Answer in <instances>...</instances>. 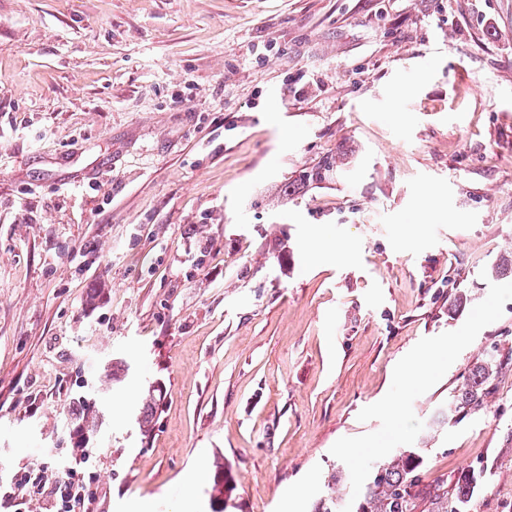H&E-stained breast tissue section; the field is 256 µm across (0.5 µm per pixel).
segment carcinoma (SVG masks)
<instances>
[{
    "mask_svg": "<svg viewBox=\"0 0 512 512\" xmlns=\"http://www.w3.org/2000/svg\"><path fill=\"white\" fill-rule=\"evenodd\" d=\"M340 167L335 158L326 157L303 170L298 179L286 183L283 195L291 196L304 185L326 182ZM507 372H512V346L493 343L485 348L462 375L461 384L451 389L447 409L434 416L433 424H457L486 411L488 402L496 395L500 379ZM163 394L162 387L154 386L145 397L137 425L146 439L154 432L157 402ZM96 423L97 411L85 404L76 433L90 434ZM427 472L426 449L401 448L373 467L347 508L341 496L347 475L342 469L335 470L314 512H475L477 492L488 486L492 468L480 462L453 477L430 478Z\"/></svg>",
    "mask_w": 512,
    "mask_h": 512,
    "instance_id": "obj_1",
    "label": "carcinoma"
}]
</instances>
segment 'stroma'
Listing matches in <instances>:
<instances>
[{
    "instance_id": "1",
    "label": "stroma",
    "mask_w": 512,
    "mask_h": 512,
    "mask_svg": "<svg viewBox=\"0 0 512 512\" xmlns=\"http://www.w3.org/2000/svg\"><path fill=\"white\" fill-rule=\"evenodd\" d=\"M509 255L512 0H0V489L72 464L88 398L97 512H211L219 466L231 512H313L420 446L493 463L477 512H512V372L429 429L512 343ZM345 164L338 163L336 158L326 157L318 163L306 168L298 176L297 180L288 181L284 185L283 195L285 197L293 195L304 185L320 184L328 181L336 170ZM506 372H512V346L492 343L462 375L461 384L448 393V407L434 416L433 424H457L486 411ZM444 354L425 353L414 360V362L404 371V376L410 382H417L427 377L431 371L442 361ZM164 391L160 386H153L149 389L142 407V411L137 419V425L140 434L148 439L152 436L156 425L157 402L161 400Z\"/></svg>"
}]
</instances>
